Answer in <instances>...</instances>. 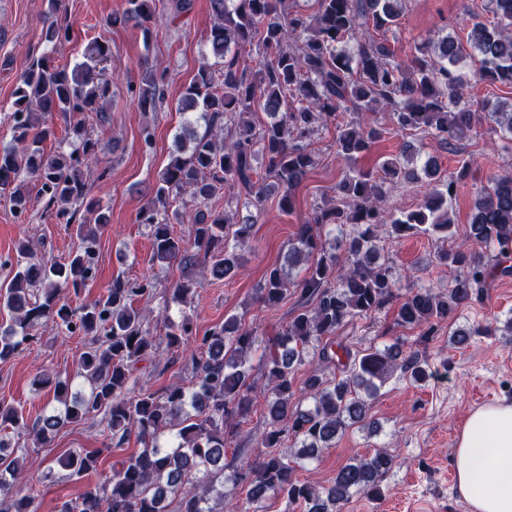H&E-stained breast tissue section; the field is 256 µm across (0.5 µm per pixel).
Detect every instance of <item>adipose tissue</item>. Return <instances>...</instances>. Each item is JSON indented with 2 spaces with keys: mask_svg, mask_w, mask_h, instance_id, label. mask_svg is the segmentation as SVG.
<instances>
[{
  "mask_svg": "<svg viewBox=\"0 0 512 512\" xmlns=\"http://www.w3.org/2000/svg\"><path fill=\"white\" fill-rule=\"evenodd\" d=\"M454 466L458 490L473 512H512V403L471 413Z\"/></svg>",
  "mask_w": 512,
  "mask_h": 512,
  "instance_id": "ef3b65f1",
  "label": "adipose tissue"
}]
</instances>
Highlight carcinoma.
<instances>
[{"label": "carcinoma", "instance_id": "1", "mask_svg": "<svg viewBox=\"0 0 512 512\" xmlns=\"http://www.w3.org/2000/svg\"><path fill=\"white\" fill-rule=\"evenodd\" d=\"M214 26L211 53L186 88L181 111L190 113L181 127L184 145L157 172L151 199L138 221L151 229L152 260L185 267L211 264L221 278L239 268V252L253 246L257 216L217 211L208 201L221 190L237 191L256 211L273 192L280 208L293 209L294 190L316 166L314 138L328 125L336 127V153L346 169L334 196L314 208L299 225L282 262L270 268L258 288L259 301L278 306L288 291L299 295L300 307L279 336L260 338L246 314H235L200 335L192 314H162L168 347L180 349L194 339L187 383H174L158 394L130 390L136 361L157 351L148 312L134 306L148 296L153 279L116 277L107 293L76 307L61 301L68 289L79 293L93 276L98 230L109 222L96 199L89 197L83 168L96 158V142L87 129L93 121L108 123L105 104L112 94L107 73L108 44L90 41L84 61L69 68L48 55L31 61L19 78L11 106L13 144L0 150V192L12 209L23 214L29 205L25 183L41 185L44 210L76 225L78 243L68 258L46 265L29 244L17 249L18 269L0 284V307L15 314L14 324L0 331V361L34 342L29 329L50 322L64 332L80 334L89 346L79 359L87 388L69 378L43 377L53 387L58 406L31 427L38 445L51 442L66 423L104 415L107 443L94 452H73L63 462L70 475L81 477L95 468L102 452L130 438L140 444L134 453L112 465V475L89 483L81 495L61 504L59 512H214L212 499H224L225 512H263L271 497H281L305 512H346L356 494L382 496L381 478L395 457L378 448L357 455L340 467L329 487L300 480V460L314 459L347 430L357 426L372 434L367 421L370 401L398 373L415 383L430 377L419 350L405 340L351 355L338 333L357 318L397 302L398 325L418 330L427 339L443 322L479 298L488 282L512 275V174H494L477 192L466 243L438 254L452 276L448 289L420 286L401 289L393 266L380 254L381 235L455 236L448 209L456 184L470 172L465 161L442 177L433 152L470 139L476 123L512 137V112L466 103V80L460 65L470 62L475 75L494 85L512 84V0H490V19L475 21L462 42L451 36L434 43H414L411 55L397 58L385 32L399 23L405 0H315L314 11L285 8L287 0H210ZM193 0H123L113 21L139 24L144 45L155 32L157 14L175 17L191 10ZM69 39V26L52 21L45 31L49 43ZM256 45L261 54L255 75L239 66V50ZM140 111L156 112L166 100L165 73L142 72L130 87ZM266 121L254 120L256 111ZM388 110L400 130H413L431 149L420 169L397 156L379 162L382 175L360 167L381 132L360 121L363 113ZM57 112L66 122L70 150L47 153L41 144L55 137L46 116ZM204 121L203 133L196 130ZM235 130L230 142L216 139L224 125ZM265 162L263 180L254 165ZM425 180L428 192L415 210L387 205L392 191ZM184 191L199 203L188 235L173 233L162 212ZM339 236L326 246L325 227ZM341 348L340 376H328ZM260 353L266 384L251 381L250 359ZM307 368L302 392L311 406L295 402V372ZM263 398L265 430L254 460L224 465V449L242 433ZM0 426L26 428L18 411L0 402ZM294 441L295 458L279 451L285 438ZM229 473H224V468ZM233 482L242 502L224 498V479ZM24 464L10 442L0 439V512H35L33 500L21 494Z\"/></svg>", "mask_w": 512, "mask_h": 512}]
</instances>
